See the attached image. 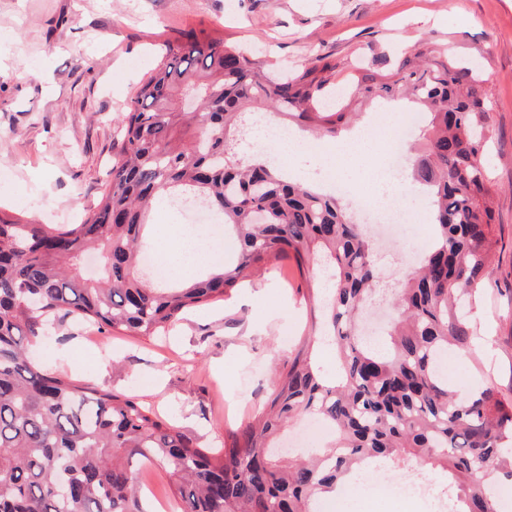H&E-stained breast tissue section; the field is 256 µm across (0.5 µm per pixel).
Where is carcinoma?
I'll list each match as a JSON object with an SVG mask.
<instances>
[{
    "instance_id": "cac0c4a2",
    "label": "carcinoma",
    "mask_w": 512,
    "mask_h": 512,
    "mask_svg": "<svg viewBox=\"0 0 512 512\" xmlns=\"http://www.w3.org/2000/svg\"><path fill=\"white\" fill-rule=\"evenodd\" d=\"M378 64L340 79L338 64L317 55L291 74L271 71L188 31L164 44L118 118L120 159L81 223L0 217V512H144L139 471L153 466L169 475L177 512H310L362 465L392 459L441 470L450 512H499L497 479L512 480V396L483 370L462 398L438 364L448 349L473 358L480 333L469 307L492 274L488 94L480 69L448 48L415 44ZM399 92L424 113L412 175L429 191L432 238L379 348L358 332L378 278L369 234L335 197L235 147L250 112L334 138L353 106ZM179 199L207 201L238 248L234 261L175 288L150 282L138 253L155 203ZM92 244L96 278L79 269ZM290 253L301 272L326 261L330 298L312 300L311 323L339 350V373L325 374L302 344L276 371L266 405L220 448H200L136 399L29 357L61 314L158 336ZM301 415L335 429L336 442L311 462L283 460L277 437Z\"/></svg>"
}]
</instances>
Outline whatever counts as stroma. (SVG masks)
<instances>
[{
	"label": "stroma",
	"instance_id": "1",
	"mask_svg": "<svg viewBox=\"0 0 512 512\" xmlns=\"http://www.w3.org/2000/svg\"><path fill=\"white\" fill-rule=\"evenodd\" d=\"M211 33L269 64L319 53L342 64L415 42L453 49L482 70L491 101L488 146L496 241L489 286L471 315L479 357L512 389V0H0V215L77 224L101 198L117 157L113 132L158 63L165 41ZM429 227L397 228L376 254L369 307L393 306L425 250ZM320 268L294 260L258 273L230 297L187 311L167 333L118 336L66 319L35 353L79 384L152 406L203 448L262 408L276 370L310 330L306 299L326 296ZM430 478L416 467H366L364 492L328 498L330 512H418L392 483Z\"/></svg>",
	"mask_w": 512,
	"mask_h": 512
}]
</instances>
